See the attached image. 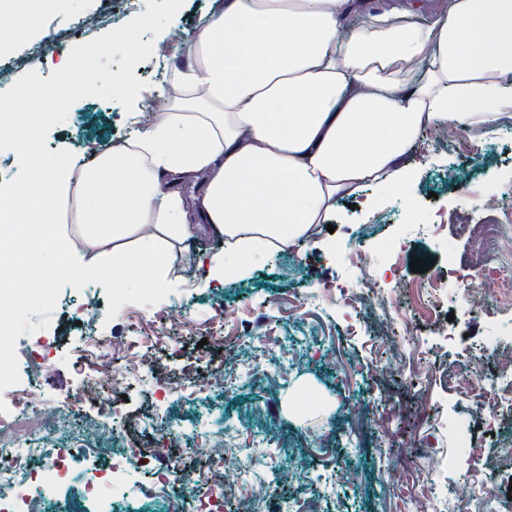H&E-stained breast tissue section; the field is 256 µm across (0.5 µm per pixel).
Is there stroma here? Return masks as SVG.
I'll list each match as a JSON object with an SVG mask.
<instances>
[{"label": "stroma", "mask_w": 512, "mask_h": 512, "mask_svg": "<svg viewBox=\"0 0 512 512\" xmlns=\"http://www.w3.org/2000/svg\"><path fill=\"white\" fill-rule=\"evenodd\" d=\"M107 0H52L44 8L39 28L16 35H0V54H22L35 44L44 48L37 71L49 77L60 55L85 42L83 34L70 40L55 38L77 17L105 10ZM139 128L126 120L119 104L84 98L70 109L64 123L48 135L50 151L68 149L97 160L107 147L137 136ZM480 154L469 166L461 154H435L429 132H422L410 147L405 162L411 180L376 207L370 206L369 188L337 200L331 226L310 240L251 265L247 275L208 281L198 259L223 252L222 237L207 233L193 240L176 256L179 278L166 291L151 292L130 286L133 296L123 311L113 306L111 274L91 279L59 277L53 257L45 255L27 266L29 302L13 338L14 384L26 383L27 341L52 336L59 344L54 360L38 364V379L47 404L76 395L79 388L97 385L115 398L119 411L143 417L153 411L150 380L176 381L191 368L208 382L216 364L239 371L231 396L210 394L209 404L223 405L225 423L261 416L272 445L239 435L229 438L233 448L246 449L259 466L250 474L234 464L224 467V512H237L240 497L261 500L264 512H288L304 488L320 493L324 512H409L423 483L437 485L438 512H464L469 477L466 469L442 476L439 465L454 451L450 424L463 426L482 442L483 462L495 468L504 443L512 442V414L497 432L482 424L480 399L462 393L457 379L471 360L484 354L490 319L512 326V307L499 308L491 296L449 284L436 300L432 317L415 304L411 288L426 281L414 273V258L434 259V269L446 272L449 255L462 265L482 262L471 241L454 234L458 218L482 223L486 209L512 204V198L489 195L493 183L512 179V111L502 114L488 130L476 129L467 137ZM443 213L450 224L435 236L424 225L425 216ZM392 239L402 245L399 269L385 270L376 244ZM364 242L357 266L341 264L335 248ZM379 277L384 300L361 314L353 329L341 326L335 299L319 305L303 303L314 287L328 283L350 288ZM102 303L100 318L112 341L111 377H104L99 361L85 350L86 334L69 308L85 294ZM226 314L215 321L216 306ZM408 319L416 348L434 372L423 382L409 367L408 353L390 334L392 319ZM454 343H446V335ZM222 337L214 346L213 337ZM140 339V347L127 343ZM143 360L142 374L130 372L134 360ZM285 449L281 465L289 477L276 492H268L262 464L270 447ZM343 463L358 471L362 487H349L332 478L333 466Z\"/></svg>", "instance_id": "35a3bbf8"}]
</instances>
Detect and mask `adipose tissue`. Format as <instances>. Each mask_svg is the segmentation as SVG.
<instances>
[{
	"mask_svg": "<svg viewBox=\"0 0 512 512\" xmlns=\"http://www.w3.org/2000/svg\"><path fill=\"white\" fill-rule=\"evenodd\" d=\"M415 6L213 0L193 30L169 28L192 63L137 138L78 183L68 158L38 160L0 198V288L55 243L58 272L162 289L175 250L209 231L228 244L208 260L220 283L312 237L337 198L400 190L423 127H487L512 107V0H444L426 26Z\"/></svg>",
	"mask_w": 512,
	"mask_h": 512,
	"instance_id": "ef3b65f1",
	"label": "adipose tissue"
}]
</instances>
